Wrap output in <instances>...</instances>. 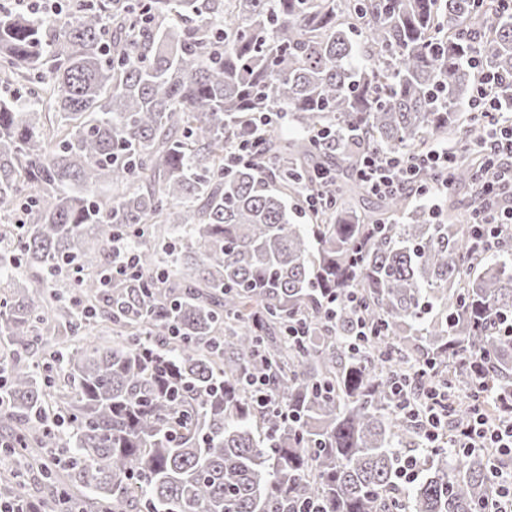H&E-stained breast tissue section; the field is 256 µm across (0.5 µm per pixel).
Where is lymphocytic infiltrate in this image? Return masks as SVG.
I'll list each match as a JSON object with an SVG mask.
<instances>
[{"label": "lymphocytic infiltrate", "instance_id": "1", "mask_svg": "<svg viewBox=\"0 0 512 512\" xmlns=\"http://www.w3.org/2000/svg\"><path fill=\"white\" fill-rule=\"evenodd\" d=\"M501 82L499 74L478 70L469 104L476 117V131L469 145L492 163L493 172L484 190L486 195L499 197L496 205L475 209L477 220L470 228L468 250L476 258L497 248L506 234L512 232V110L503 107L496 94ZM456 156V149L445 144L434 145L423 154L374 153L364 157L359 175L371 192L384 196L407 190L420 195L444 192ZM424 170L434 175L431 185L417 181ZM421 375L418 369L400 372L392 392L397 409L432 446L444 437L452 396L446 387L422 382ZM452 445L487 452L497 497L484 512H512V469L504 465L506 459H512V418L493 424L482 410H474Z\"/></svg>", "mask_w": 512, "mask_h": 512}]
</instances>
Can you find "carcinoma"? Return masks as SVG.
Instances as JSON below:
<instances>
[{
    "label": "carcinoma",
    "mask_w": 512,
    "mask_h": 512,
    "mask_svg": "<svg viewBox=\"0 0 512 512\" xmlns=\"http://www.w3.org/2000/svg\"><path fill=\"white\" fill-rule=\"evenodd\" d=\"M472 56L504 75L496 93L512 104L507 0H74L0 14V86L26 88L0 95V251L32 271L0 298L10 496L27 497L22 469L54 450L70 463L42 473L44 512H296L306 499L480 512L494 487L478 452L450 461L441 448L399 487L397 449L419 433L390 381L407 360L446 373L461 391L450 438L487 393L512 412L499 325L512 236L472 259L456 203L445 222L410 191L373 203L356 171L366 153H423L472 124ZM255 112H284L300 134L271 127L254 164L224 170ZM449 181L484 198L471 161ZM310 191L334 207L296 224L289 199ZM117 234L136 236L138 273L103 288ZM352 293L372 330L358 349ZM260 376L296 420L257 405L247 379Z\"/></svg>",
    "instance_id": "cac0c4a2"
}]
</instances>
